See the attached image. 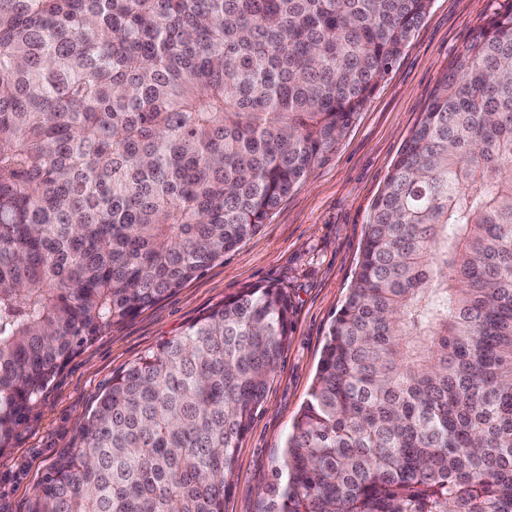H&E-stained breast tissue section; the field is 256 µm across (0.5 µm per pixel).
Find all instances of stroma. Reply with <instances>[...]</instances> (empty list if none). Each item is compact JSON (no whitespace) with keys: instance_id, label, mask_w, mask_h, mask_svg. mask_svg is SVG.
<instances>
[{"instance_id":"35a3bbf8","label":"stroma","mask_w":512,"mask_h":512,"mask_svg":"<svg viewBox=\"0 0 512 512\" xmlns=\"http://www.w3.org/2000/svg\"><path fill=\"white\" fill-rule=\"evenodd\" d=\"M512 0H432L391 72L338 144L254 236L222 261L89 342L27 412L0 455V512H27L48 467L79 438V424L114 374L252 284L284 289L291 329L261 407L236 453L224 512H264L266 489L343 303L372 205L437 81L475 34Z\"/></svg>"}]
</instances>
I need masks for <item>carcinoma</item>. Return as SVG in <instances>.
I'll return each mask as SVG.
<instances>
[{"label": "carcinoma", "instance_id": "1", "mask_svg": "<svg viewBox=\"0 0 512 512\" xmlns=\"http://www.w3.org/2000/svg\"><path fill=\"white\" fill-rule=\"evenodd\" d=\"M432 0H0V454L112 324L255 235ZM250 285L112 377L30 512H224L288 341ZM264 512H512V9L376 198Z\"/></svg>", "mask_w": 512, "mask_h": 512}]
</instances>
